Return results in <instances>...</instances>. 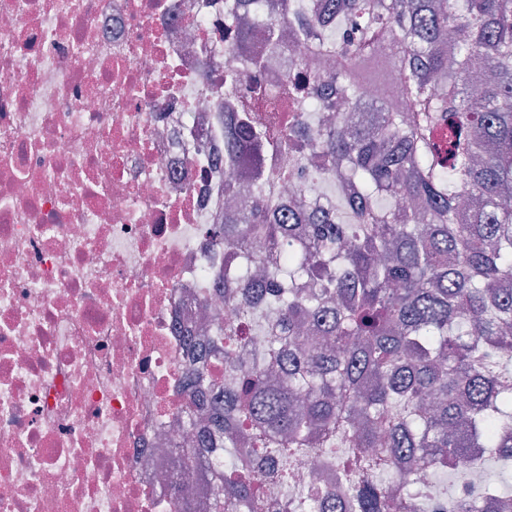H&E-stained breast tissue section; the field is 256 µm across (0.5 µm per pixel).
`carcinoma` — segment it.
Returning a JSON list of instances; mask_svg holds the SVG:
<instances>
[{"label": "carcinoma", "mask_w": 512, "mask_h": 512, "mask_svg": "<svg viewBox=\"0 0 512 512\" xmlns=\"http://www.w3.org/2000/svg\"><path fill=\"white\" fill-rule=\"evenodd\" d=\"M236 51L263 26L334 72L285 78L281 102L259 106L224 69L216 101L231 125L224 164L242 154L316 149L314 171H336V207L311 201L270 214L272 170L231 208L219 241L246 261L224 267V301L244 319L275 320L248 367L202 409L205 448L249 443L269 465L309 448L336 457L335 498L302 488L278 512H463L435 483L393 497L383 473L427 463L465 482L486 459L512 464V0H280L258 22V0H238ZM391 31V51L383 34ZM368 85L382 96L363 123ZM310 112L336 115L270 137L274 114L298 91ZM401 197L403 210L377 200ZM248 347L224 328V361ZM481 512L507 507L487 481L471 487ZM249 471L228 467L214 512H254Z\"/></svg>", "instance_id": "cac0c4a2"}]
</instances>
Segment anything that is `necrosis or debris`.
<instances>
[{"label":"necrosis or debris","mask_w":512,"mask_h":512,"mask_svg":"<svg viewBox=\"0 0 512 512\" xmlns=\"http://www.w3.org/2000/svg\"><path fill=\"white\" fill-rule=\"evenodd\" d=\"M234 0H0V512H185V381L236 320L224 302L225 67L265 89L317 69L304 46L260 70L229 48ZM288 483L255 471L258 512Z\"/></svg>","instance_id":"obj_1"}]
</instances>
